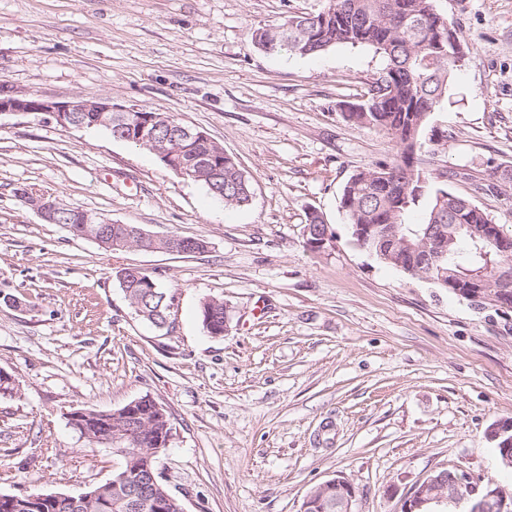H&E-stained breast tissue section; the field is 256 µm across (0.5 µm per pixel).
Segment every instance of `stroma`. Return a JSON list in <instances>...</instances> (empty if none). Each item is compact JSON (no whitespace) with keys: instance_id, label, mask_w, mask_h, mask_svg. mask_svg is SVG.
<instances>
[{"instance_id":"obj_1","label":"stroma","mask_w":512,"mask_h":512,"mask_svg":"<svg viewBox=\"0 0 512 512\" xmlns=\"http://www.w3.org/2000/svg\"><path fill=\"white\" fill-rule=\"evenodd\" d=\"M323 0H0V84L58 101L106 98L208 133L247 172L253 201L226 209L200 183L106 131L41 115L0 117V492L77 493L112 476V447L80 438L79 408L144 395L173 437L158 468L186 512H300L343 473L358 512H400L446 466L512 486L488 437L512 419V331L454 294L359 249L340 209L353 170L391 158L390 138L347 124L383 59L339 45L313 57L260 51L254 30ZM469 47L446 137L430 161L512 232V0H435ZM206 242L183 255L107 252L45 223L19 190ZM335 235L306 245L307 215ZM148 270L173 297L137 317L121 270ZM231 308L225 334L204 298ZM224 311L226 314V324L230 319L229 307L224 304V299L209 297L201 301L200 313L203 326L211 336H223L227 329L225 325Z\"/></svg>"}]
</instances>
